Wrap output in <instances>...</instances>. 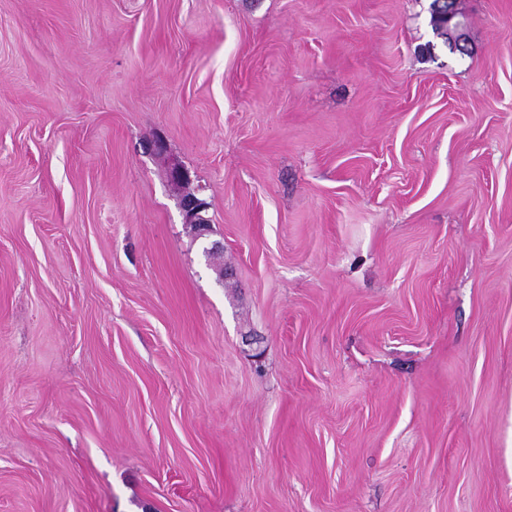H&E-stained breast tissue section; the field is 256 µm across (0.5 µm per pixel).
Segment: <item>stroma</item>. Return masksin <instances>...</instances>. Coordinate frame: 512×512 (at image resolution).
Listing matches in <instances>:
<instances>
[{"mask_svg": "<svg viewBox=\"0 0 512 512\" xmlns=\"http://www.w3.org/2000/svg\"><path fill=\"white\" fill-rule=\"evenodd\" d=\"M432 3L0 0V512H512V0ZM182 209L185 212L186 224H189L197 239L205 238L210 225L208 220L202 215L206 210V203L196 195H189L182 199Z\"/></svg>", "mask_w": 512, "mask_h": 512, "instance_id": "35a3bbf8", "label": "stroma"}]
</instances>
